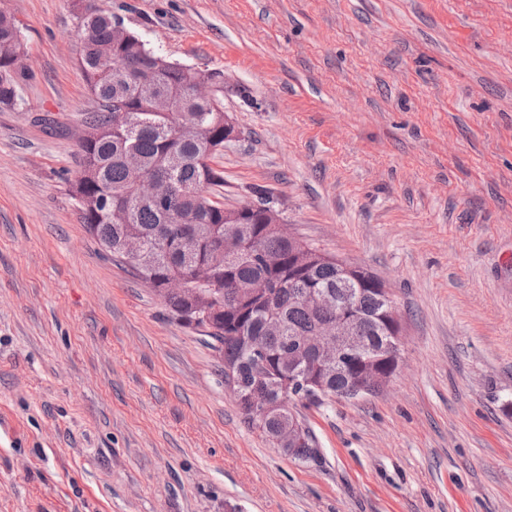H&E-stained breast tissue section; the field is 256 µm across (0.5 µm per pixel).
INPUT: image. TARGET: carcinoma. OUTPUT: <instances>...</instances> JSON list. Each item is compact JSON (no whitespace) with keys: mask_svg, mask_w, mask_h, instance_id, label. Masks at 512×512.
<instances>
[{"mask_svg":"<svg viewBox=\"0 0 512 512\" xmlns=\"http://www.w3.org/2000/svg\"><path fill=\"white\" fill-rule=\"evenodd\" d=\"M115 20L102 8L80 16V66L98 102L81 120L86 131L78 137L79 170L70 189L82 222L103 252L163 299L176 322L204 330L223 358L224 378L235 380L245 423L277 448L290 425H301L303 434L289 456L315 462V437L298 413L281 408L255 416L248 400L257 393L272 403L285 397L321 405L365 371L363 359L351 357L340 373L323 378V392L288 391V376L301 361L315 360L312 350L295 351L289 337L307 336L331 319L327 311L310 310L304 297L315 288L341 289L342 271L334 257L297 264L292 236L265 223V198L242 217L224 214V202L215 194L224 187V169L215 162L224 151V113L188 93L202 71L157 54L134 33L116 38ZM23 54L21 31L0 13V106L11 108L21 98L31 72L12 63ZM147 177L160 184L163 198L139 196L138 182ZM128 241L142 246L131 259L119 252ZM262 251L278 255L280 268L268 269ZM201 269L220 275L216 289L196 283ZM169 279L184 281L186 292H164ZM255 281L265 282L271 296L242 290ZM355 311L356 335L382 345V306L374 287H361Z\"/></svg>","mask_w":512,"mask_h":512,"instance_id":"1","label":"carcinoma"}]
</instances>
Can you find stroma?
<instances>
[{
  "label": "stroma",
  "instance_id": "1",
  "mask_svg": "<svg viewBox=\"0 0 512 512\" xmlns=\"http://www.w3.org/2000/svg\"><path fill=\"white\" fill-rule=\"evenodd\" d=\"M91 3L224 73L225 205L382 279L403 345L381 391L301 406L319 463L249 427L81 222L73 0H0L33 71L0 108V512H512V0Z\"/></svg>",
  "mask_w": 512,
  "mask_h": 512
}]
</instances>
